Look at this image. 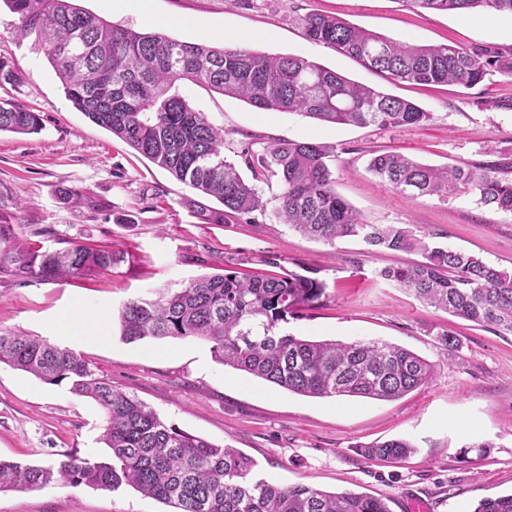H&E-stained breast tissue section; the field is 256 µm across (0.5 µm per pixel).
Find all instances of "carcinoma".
Here are the masks:
<instances>
[{
    "instance_id": "1",
    "label": "carcinoma",
    "mask_w": 512,
    "mask_h": 512,
    "mask_svg": "<svg viewBox=\"0 0 512 512\" xmlns=\"http://www.w3.org/2000/svg\"><path fill=\"white\" fill-rule=\"evenodd\" d=\"M19 16L20 37L35 36L73 107L129 147L222 208L187 204L204 224L248 221L266 202L237 167L224 159V129L192 108L176 91L182 80L206 85L262 111L298 112L335 125L399 128L419 125L430 113L417 104L347 79L301 56L272 55L240 46L173 39L115 25L75 0H0ZM410 7L468 14H512V0H404ZM304 37L349 56L395 82L473 88L488 75L512 77V51L452 45H412L384 38L333 15L298 17ZM23 75L0 56V88ZM39 114L0 99V133L35 134ZM257 181L278 178L276 213L302 235L327 244L360 237L372 247L415 252L423 261L381 269L378 276L418 301L500 335H512V273L480 258L426 241L407 224H366L336 193L329 146L282 141L241 151ZM371 173L411 198L446 197L463 184L478 203L512 213V179L494 167L429 166L395 153L374 156ZM123 254L72 243L34 250L17 242L0 252V270L22 283L62 282L108 270ZM265 272L248 274L225 264L156 300L126 303L120 336L193 337L210 344L214 359L289 392L315 398L394 400L435 377L437 364L397 345L377 341L313 340L282 325L326 297L324 281L264 255ZM42 382H67L73 393L102 408L105 460L69 453L45 465L0 460V493L52 483L116 491L130 486L177 512H389L382 498L304 485L283 488L255 473L242 451L214 445L167 423L138 398L120 391L71 349L25 333H0V364ZM414 452L406 440L360 447L370 461L391 462ZM472 512H512V494L478 501Z\"/></svg>"
}]
</instances>
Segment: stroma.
I'll return each mask as SVG.
<instances>
[{
	"instance_id": "35a3bbf8",
	"label": "stroma",
	"mask_w": 512,
	"mask_h": 512,
	"mask_svg": "<svg viewBox=\"0 0 512 512\" xmlns=\"http://www.w3.org/2000/svg\"><path fill=\"white\" fill-rule=\"evenodd\" d=\"M112 23L181 41L223 43L245 32L247 48L297 55L346 78L415 102L431 118L418 126L357 127L321 123L295 112L261 111L185 81L180 92L224 128V157L241 164L245 144L317 141L333 149L336 191L368 224H406L439 234L448 248L512 272V214L479 204L467 189L445 198L410 199L377 180L368 162L384 151L432 165H495L512 179V110L492 100L512 96V78L488 76L473 88L395 84L354 59L308 41L297 24L330 13L383 36L414 44H461L512 50V15L428 12L402 0H80ZM19 20L0 5V55L24 75L0 98L43 118L40 133H0V215L17 238L56 249L78 241L123 252L112 272L69 283H18L0 272V332L44 337L89 360L113 386L152 407L169 424L252 457L257 472L287 488L297 484L388 499L406 512L420 499L428 512H471L483 498L512 493V335L435 311L377 276L417 261L380 251L361 238L335 245L306 238L276 215L282 187L257 188L266 203L253 223L204 224L186 206L191 187L175 180L67 100L34 37L18 38ZM77 202L62 200L61 188ZM273 252L285 268L302 264L327 285L321 307L290 320V333L314 340H379L438 365L433 380L392 400L312 398L288 392L215 361L193 339H120L118 313L131 299H155L225 261L256 262ZM460 347L445 353L439 334ZM104 413L68 384L48 385L0 364V460L45 464L58 455L104 459ZM404 439L414 454L393 462L364 459L359 448ZM0 512H173L131 487L119 491L51 484L0 493Z\"/></svg>"
}]
</instances>
